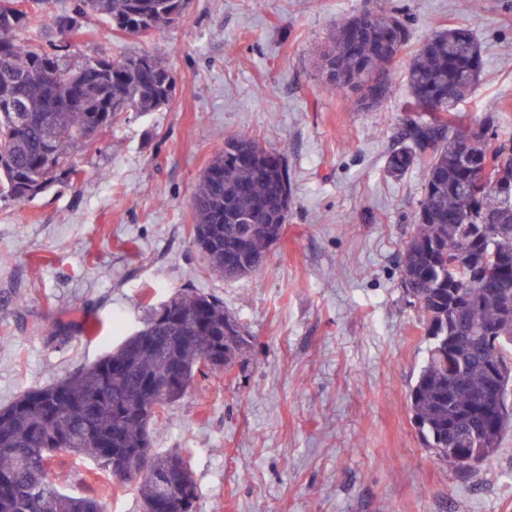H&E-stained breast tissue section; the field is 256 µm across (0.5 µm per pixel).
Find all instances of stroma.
<instances>
[{
	"mask_svg": "<svg viewBox=\"0 0 512 512\" xmlns=\"http://www.w3.org/2000/svg\"><path fill=\"white\" fill-rule=\"evenodd\" d=\"M397 8L420 44L442 26L476 34L485 70L462 103L512 136V0H188L147 37L83 20L82 50L159 46L169 106L123 115L80 151L74 185L0 198V407L94 362L140 327L148 302L194 288L217 296L252 346L231 371L197 376L155 429L182 448L197 512H512V430L458 478L425 447L406 393L426 357L403 295L401 247L422 181L388 170L406 142L404 79L381 107L331 94L317 64L337 23ZM284 154L292 205L259 276L212 273L192 241L191 197L225 138ZM101 320L87 334L74 320ZM69 493L103 512H143L139 484H115L58 452Z\"/></svg>",
	"mask_w": 512,
	"mask_h": 512,
	"instance_id": "1",
	"label": "stroma"
}]
</instances>
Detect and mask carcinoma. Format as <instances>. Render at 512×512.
I'll list each match as a JSON object with an SVG mask.
<instances>
[{
	"mask_svg": "<svg viewBox=\"0 0 512 512\" xmlns=\"http://www.w3.org/2000/svg\"><path fill=\"white\" fill-rule=\"evenodd\" d=\"M0 0V195L17 201L80 169L72 152L112 126L127 107L155 112L167 106L174 78L160 54L89 55L77 49L81 19H103L113 31L137 36L175 24L187 0H36L40 11ZM49 23L54 38L25 33ZM411 31L397 9L363 10L336 26L320 53L326 89L390 94ZM412 112L411 144L392 152L389 170L417 169L423 195L398 267L404 293L414 298L428 341L427 357L407 394L425 445L442 463L466 475L467 456L484 462L512 427V374L496 383L494 361L512 367V139L499 138L493 117L449 121L445 115L479 84L485 61L465 27H444L419 44L404 64ZM480 127L483 133L468 131ZM246 134L224 140L202 172L191 206L192 234L211 271L224 279L257 275L288 221L291 189L286 159L257 152ZM232 368L251 336L224 312L216 296L183 290L148 307L142 328L67 378L28 390L0 408V512H101L96 499L74 496L50 475L60 450L88 456L108 473L138 457L154 474L140 480L143 503L160 501L159 483L173 487L170 512H196L198 498L184 452L159 453L151 430L169 405L187 394L202 359L216 351ZM184 374V391L162 396L144 380ZM66 420L70 434L54 426Z\"/></svg>",
	"mask_w": 512,
	"mask_h": 512,
	"instance_id": "cac0c4a2",
	"label": "carcinoma"
}]
</instances>
